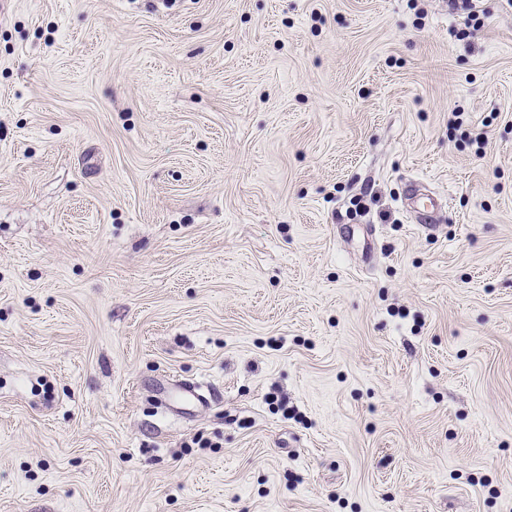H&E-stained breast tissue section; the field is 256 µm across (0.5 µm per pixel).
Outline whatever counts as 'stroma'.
Masks as SVG:
<instances>
[{"instance_id": "obj_1", "label": "stroma", "mask_w": 512, "mask_h": 512, "mask_svg": "<svg viewBox=\"0 0 512 512\" xmlns=\"http://www.w3.org/2000/svg\"><path fill=\"white\" fill-rule=\"evenodd\" d=\"M0 512H512V7L0 0Z\"/></svg>"}]
</instances>
